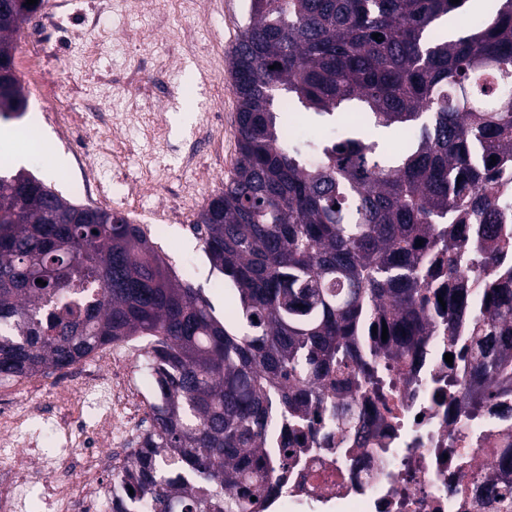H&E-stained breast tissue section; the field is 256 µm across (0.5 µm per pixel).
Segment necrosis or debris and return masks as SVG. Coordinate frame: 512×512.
I'll list each match as a JSON object with an SVG mask.
<instances>
[{
    "mask_svg": "<svg viewBox=\"0 0 512 512\" xmlns=\"http://www.w3.org/2000/svg\"><path fill=\"white\" fill-rule=\"evenodd\" d=\"M447 351V337L437 332L414 345L399 366L381 368L378 382L350 390L333 382L330 393L363 418L366 438L347 455L342 445L325 444L324 428L303 435L269 512H498L486 489L508 479L498 460L512 450V399L466 416L460 391L448 388ZM77 395L95 411L97 432L123 447L129 423L113 410L126 398V384L97 369ZM12 401L0 416V512H27L38 473L53 476L47 499L61 512H78L87 501L106 506L109 492L96 474L109 455L86 452L88 430L59 413L48 424L59 454L35 456L36 443L22 424L41 399L19 391ZM76 455V477L57 479Z\"/></svg>",
    "mask_w": 512,
    "mask_h": 512,
    "instance_id": "1",
    "label": "necrosis or debris"
}]
</instances>
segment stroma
Listing matches in <instances>:
<instances>
[{
    "instance_id": "obj_1",
    "label": "stroma",
    "mask_w": 512,
    "mask_h": 512,
    "mask_svg": "<svg viewBox=\"0 0 512 512\" xmlns=\"http://www.w3.org/2000/svg\"><path fill=\"white\" fill-rule=\"evenodd\" d=\"M249 0H42L49 25L27 34L53 51L15 57L29 107L8 121L0 167L26 169L69 200L156 224L172 215L160 249L171 265L196 255V216L221 191L237 159V97L228 53L250 21ZM64 165H56V158ZM97 167L104 193L77 196L80 158ZM106 365L130 388V407L150 415L141 348L107 350Z\"/></svg>"
}]
</instances>
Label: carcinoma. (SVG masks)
Instances as JSON below:
<instances>
[{"mask_svg": "<svg viewBox=\"0 0 512 512\" xmlns=\"http://www.w3.org/2000/svg\"><path fill=\"white\" fill-rule=\"evenodd\" d=\"M25 2L0 60L38 9ZM468 2L250 0L230 52L238 159L191 225L222 317L143 225L0 173V382L147 343L150 425L114 467L112 512H259L290 434L349 423L323 382L356 386L384 324L394 345L373 356L389 362L465 328L449 350L467 409L512 396V190L496 180L512 168V0L444 35ZM26 109L20 82H0V120ZM287 112L318 134L291 133Z\"/></svg>", "mask_w": 512, "mask_h": 512, "instance_id": "obj_1", "label": "carcinoma"}]
</instances>
